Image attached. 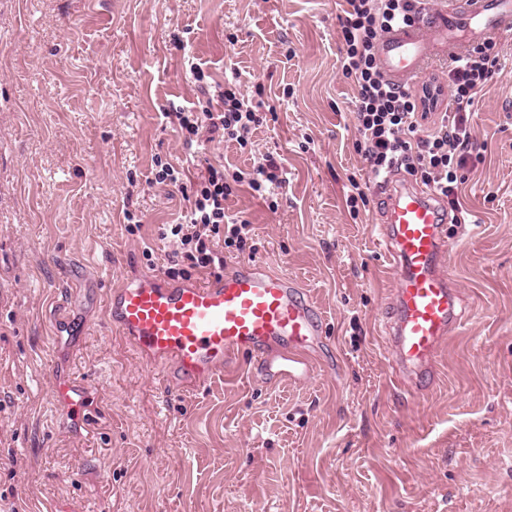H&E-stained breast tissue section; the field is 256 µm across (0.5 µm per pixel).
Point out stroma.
Here are the masks:
<instances>
[{"mask_svg":"<svg viewBox=\"0 0 512 512\" xmlns=\"http://www.w3.org/2000/svg\"><path fill=\"white\" fill-rule=\"evenodd\" d=\"M341 14L342 0H0V493L19 512H512V66L474 107L472 221L448 227L465 321L416 395L381 337L380 196L355 217L346 205L368 171ZM232 71L277 118L247 148L189 157L162 111ZM268 153L288 181L274 210L229 197L256 250L225 265L262 261L307 290L333 338L324 367L300 385L244 366L170 390L111 334L103 298L176 249L162 233L186 203L151 182L154 159L196 175ZM78 378L99 406L79 431L50 396Z\"/></svg>","mask_w":512,"mask_h":512,"instance_id":"1","label":"stroma"}]
</instances>
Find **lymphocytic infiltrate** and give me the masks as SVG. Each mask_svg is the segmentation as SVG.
Listing matches in <instances>:
<instances>
[{"label": "lymphocytic infiltrate", "mask_w": 512, "mask_h": 512, "mask_svg": "<svg viewBox=\"0 0 512 512\" xmlns=\"http://www.w3.org/2000/svg\"><path fill=\"white\" fill-rule=\"evenodd\" d=\"M424 6V0H344L342 73L355 87V149L374 183L406 172L445 200L464 224L468 213L459 198L458 172L472 148L473 108L506 62L497 41L488 40L451 57L447 82L434 79L416 91L392 86L378 67L377 45L389 31L411 24ZM165 116L176 122L188 149L215 140L246 148L263 123L260 104L245 99L235 78L193 106L170 105ZM285 181L282 162L270 154L248 171L207 165L189 185L183 223L168 227L176 255L188 261V268H223L225 251L245 252L248 241L247 220L225 208L229 196L244 185L267 199Z\"/></svg>", "instance_id": "obj_1"}]
</instances>
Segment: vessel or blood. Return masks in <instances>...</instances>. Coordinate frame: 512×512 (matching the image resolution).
<instances>
[{
  "mask_svg": "<svg viewBox=\"0 0 512 512\" xmlns=\"http://www.w3.org/2000/svg\"><path fill=\"white\" fill-rule=\"evenodd\" d=\"M512 34V0H448L410 25L385 34L378 66L393 86L415 88L434 59L488 38ZM379 242L395 288L383 336L404 387L436 376V359L463 322L457 290L442 268L449 217L435 193L407 181L387 182ZM107 320L142 359L158 365L172 389L206 385L240 357L254 359L269 384H302L318 375L315 354L327 339L325 320L288 276L260 261L203 280L174 281L150 273L108 288ZM54 403L77 427L97 406L90 386L56 381Z\"/></svg>",
  "mask_w": 512,
  "mask_h": 512,
  "instance_id": "b4317fda",
  "label": "vessel or blood"
}]
</instances>
